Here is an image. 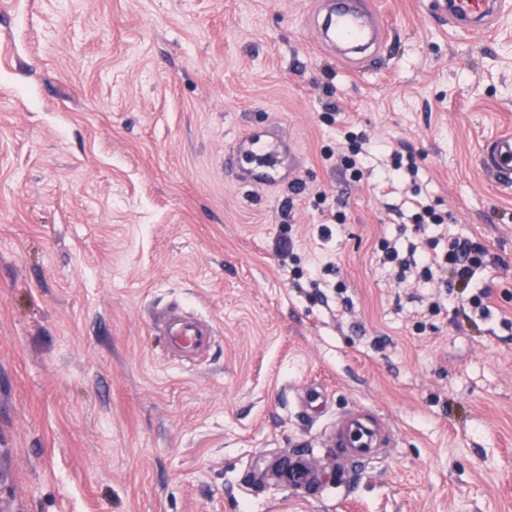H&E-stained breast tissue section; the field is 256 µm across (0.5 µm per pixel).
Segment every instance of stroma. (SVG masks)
Listing matches in <instances>:
<instances>
[{
	"label": "stroma",
	"mask_w": 512,
	"mask_h": 512,
	"mask_svg": "<svg viewBox=\"0 0 512 512\" xmlns=\"http://www.w3.org/2000/svg\"><path fill=\"white\" fill-rule=\"evenodd\" d=\"M366 2L388 52L354 72L315 46L317 0H0V512H512V190L480 167L512 132V9L476 37ZM342 125L372 147L358 181L324 156ZM265 128L292 179L242 186L224 155ZM417 192L500 256L489 315L417 330L426 289L385 277L387 206ZM177 305L217 332L194 367L153 323ZM358 404L385 459L318 497L260 482L289 452L332 470ZM406 155L398 149L392 151L395 170L399 172V176L403 180H409L410 183L415 184L418 179L419 167L415 161L412 150L407 149Z\"/></svg>",
	"instance_id": "1"
}]
</instances>
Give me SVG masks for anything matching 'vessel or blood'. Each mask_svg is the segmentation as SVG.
Returning a JSON list of instances; mask_svg holds the SVG:
<instances>
[{"mask_svg": "<svg viewBox=\"0 0 512 512\" xmlns=\"http://www.w3.org/2000/svg\"><path fill=\"white\" fill-rule=\"evenodd\" d=\"M511 4L512 0H432L431 8L435 14L447 17L453 28L478 35L490 30ZM322 10L319 49L339 54L346 62L358 53L365 68H377L386 45L387 29L363 0H323ZM481 163L489 180L502 189H511L512 135L490 140L481 154ZM224 167L239 183L248 186L280 180L279 138L264 132L242 136L235 150L225 155ZM158 327L168 336L174 355L191 367L200 362L216 341L211 324L177 309L166 314ZM326 445L337 467L350 470L379 458L389 440L378 413L372 407L360 405L329 426ZM275 475L308 495L323 489L318 469L303 455L284 460Z\"/></svg>", "mask_w": 512, "mask_h": 512, "instance_id": "obj_1", "label": "vessel or blood"}]
</instances>
